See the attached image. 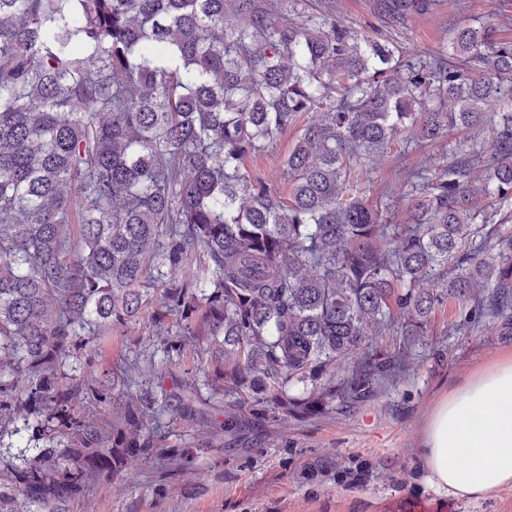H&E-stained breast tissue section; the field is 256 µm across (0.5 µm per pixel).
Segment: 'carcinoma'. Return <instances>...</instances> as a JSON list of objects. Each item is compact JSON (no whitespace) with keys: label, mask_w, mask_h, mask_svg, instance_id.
Masks as SVG:
<instances>
[{"label":"carcinoma","mask_w":512,"mask_h":512,"mask_svg":"<svg viewBox=\"0 0 512 512\" xmlns=\"http://www.w3.org/2000/svg\"><path fill=\"white\" fill-rule=\"evenodd\" d=\"M292 2L0 0V439L21 423L45 441L0 471V512L18 494L61 512L144 460L200 477L162 432L173 407L197 447L224 438L196 382L156 394L136 382L150 352L110 375L82 358L161 284L149 348L203 352L210 396L295 420L403 376L445 294L466 309L454 331L512 336V232L486 231L512 204V38L460 27L425 64L336 24L334 0ZM435 5L371 11L402 25ZM325 102L288 153L290 197L249 175ZM486 123L490 150L407 173L404 223L345 195L401 131ZM387 335L404 347L373 346Z\"/></svg>","instance_id":"1"}]
</instances>
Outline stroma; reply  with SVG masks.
Here are the masks:
<instances>
[{
  "mask_svg": "<svg viewBox=\"0 0 512 512\" xmlns=\"http://www.w3.org/2000/svg\"><path fill=\"white\" fill-rule=\"evenodd\" d=\"M338 23L377 31L379 38L428 59L454 29L492 24L512 37V0H461L391 27L370 10V0H336ZM318 111L300 113L265 151L245 160L249 173L269 181L284 197L292 182L285 161L302 128ZM489 126L450 131L433 141L402 131L387 156L376 159L358 188L383 219L400 222L408 203L402 172L439 171L450 154L489 148ZM465 310L452 299L436 303L421 336L408 352L410 370L394 387L344 412L303 421L282 420L250 408L233 409L224 437L198 454L199 480L185 484L171 472L143 463L130 473L70 502L68 512H512V487L474 501L437 494L425 481L421 427L437 401L466 378L486 369L512 340L492 325L453 334ZM144 311L129 331L105 333L100 367L142 351L151 331Z\"/></svg>",
  "mask_w": 512,
  "mask_h": 512,
  "instance_id": "35a3bbf8",
  "label": "stroma"
}]
</instances>
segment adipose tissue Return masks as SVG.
<instances>
[{
  "mask_svg": "<svg viewBox=\"0 0 512 512\" xmlns=\"http://www.w3.org/2000/svg\"><path fill=\"white\" fill-rule=\"evenodd\" d=\"M422 449L426 481L437 493L479 500L512 486V353L434 406Z\"/></svg>",
  "mask_w": 512,
  "mask_h": 512,
  "instance_id": "ef3b65f1",
  "label": "adipose tissue"
}]
</instances>
